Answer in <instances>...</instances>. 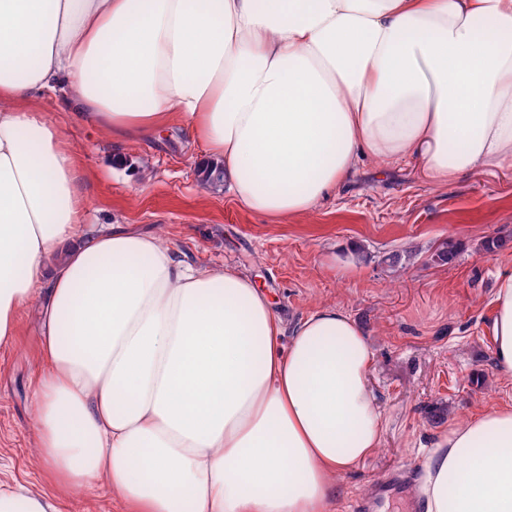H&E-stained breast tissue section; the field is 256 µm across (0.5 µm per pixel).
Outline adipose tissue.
<instances>
[{
  "mask_svg": "<svg viewBox=\"0 0 512 512\" xmlns=\"http://www.w3.org/2000/svg\"><path fill=\"white\" fill-rule=\"evenodd\" d=\"M50 93L118 142L177 123L241 205L299 216L367 159L437 185L512 165V0H0V343L37 305L38 461L126 512H329L384 430L362 329L285 326L239 271L83 230L81 162L23 107ZM491 304L512 378V273ZM412 494L512 512V405L450 422ZM0 512L62 509L18 484Z\"/></svg>",
  "mask_w": 512,
  "mask_h": 512,
  "instance_id": "1",
  "label": "adipose tissue"
}]
</instances>
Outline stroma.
<instances>
[{
    "label": "stroma",
    "instance_id": "obj_1",
    "mask_svg": "<svg viewBox=\"0 0 512 512\" xmlns=\"http://www.w3.org/2000/svg\"><path fill=\"white\" fill-rule=\"evenodd\" d=\"M29 108L57 122L81 159L87 223L128 224L160 234L192 265L238 269L285 322L337 305L359 323L375 352L370 385L385 430L380 448L341 477L335 512H351L389 473H422L427 445L450 421L512 404L489 335L497 279L512 272V168L439 186L414 161L367 160L311 213L273 220L205 183L178 125L123 144L69 120L53 96ZM116 151L125 166H113ZM491 237L507 247L486 253ZM448 241L455 261L434 262ZM405 248L413 257L389 265L388 254ZM38 331L36 308H23L14 342L0 347V482L56 494L63 512H122L103 488L59 487L35 460Z\"/></svg>",
    "mask_w": 512,
    "mask_h": 512
}]
</instances>
